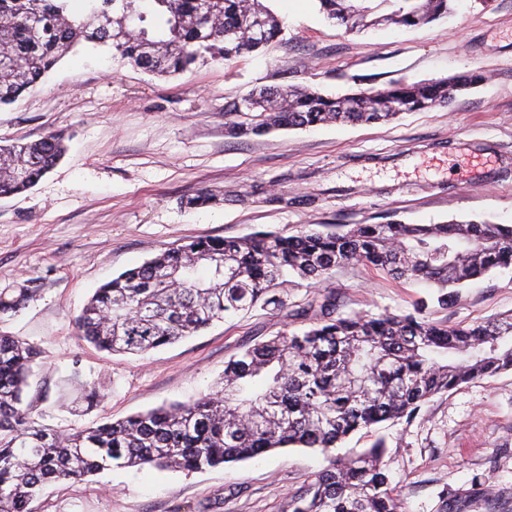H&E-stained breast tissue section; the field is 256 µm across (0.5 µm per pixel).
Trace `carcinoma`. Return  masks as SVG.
<instances>
[{"instance_id": "1", "label": "carcinoma", "mask_w": 512, "mask_h": 512, "mask_svg": "<svg viewBox=\"0 0 512 512\" xmlns=\"http://www.w3.org/2000/svg\"><path fill=\"white\" fill-rule=\"evenodd\" d=\"M0 0V107L35 86L69 53L91 44L130 64L171 77L200 59L257 51L281 33L261 0H151L165 16L145 24L139 0ZM348 30L415 27L448 15L452 0H318ZM481 74L329 97L293 86L250 93L229 109L226 131L261 134L320 123H379L445 105ZM58 137L0 145V195L22 193L61 159ZM358 263L397 279L427 280L443 305L492 269L512 265V226L364 224L346 232L265 233L177 244L98 288L74 320L79 338L101 351L145 354L252 309L259 301L308 329L244 346L224 365L216 389L123 420L61 433L24 404L37 347L0 333V512H35L50 483L78 482L113 467L187 472L244 461L279 448H308L326 466L291 497V512H402L382 466L383 441L348 455L337 444L361 429L411 421L430 398L464 383L512 371V317L448 328L413 313L338 312L326 288L314 309H288L276 290L288 277L319 285ZM31 288L3 289L0 314L16 312ZM70 393L91 405L96 387L78 374Z\"/></svg>"}]
</instances>
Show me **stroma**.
Masks as SVG:
<instances>
[{
	"mask_svg": "<svg viewBox=\"0 0 512 512\" xmlns=\"http://www.w3.org/2000/svg\"><path fill=\"white\" fill-rule=\"evenodd\" d=\"M284 26L265 48L207 60L159 79L116 52L69 54L0 108V144L61 137L63 159L30 191L0 197V289L33 298L0 332L41 357L25 402L59 430L117 421L209 393L247 343L290 327L251 311L145 355L108 354L73 320L101 285L168 246L201 237L358 224L512 226V0H453L448 17L362 34L327 20L317 0H263ZM482 73L448 106L388 123L320 124L235 137L225 112L261 88L307 86L329 96ZM202 192L214 203L188 208ZM344 314L411 312L451 327L512 314V267L438 304L421 281L356 265L332 280ZM99 391L86 412L63 396L72 371ZM383 464L404 512H512V371L433 397L410 422L384 423ZM325 465L300 448L202 472L115 468L53 483L37 512H289Z\"/></svg>",
	"mask_w": 512,
	"mask_h": 512,
	"instance_id": "stroma-1",
	"label": "stroma"
}]
</instances>
